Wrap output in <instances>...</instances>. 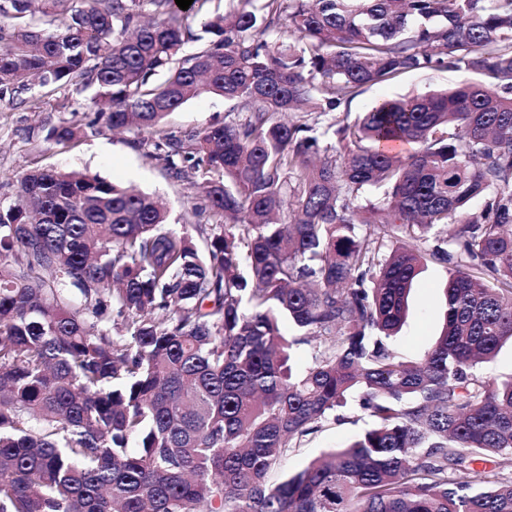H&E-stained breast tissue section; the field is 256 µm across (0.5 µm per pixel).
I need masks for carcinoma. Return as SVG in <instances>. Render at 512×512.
Instances as JSON below:
<instances>
[{
  "label": "carcinoma",
  "instance_id": "carcinoma-1",
  "mask_svg": "<svg viewBox=\"0 0 512 512\" xmlns=\"http://www.w3.org/2000/svg\"><path fill=\"white\" fill-rule=\"evenodd\" d=\"M39 2L0 0V99L68 90L93 118L50 126L63 148L155 130L148 156L220 223L202 253L153 196L22 173L0 202V512H512V376L477 372L512 341V0H228L189 55L175 0ZM443 68L477 79L333 117ZM205 93L224 122L160 130ZM454 257L406 361L414 281ZM355 395L372 427L270 482Z\"/></svg>",
  "mask_w": 512,
  "mask_h": 512
}]
</instances>
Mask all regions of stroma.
Wrapping results in <instances>:
<instances>
[{"instance_id": "35a3bbf8", "label": "stroma", "mask_w": 512, "mask_h": 512, "mask_svg": "<svg viewBox=\"0 0 512 512\" xmlns=\"http://www.w3.org/2000/svg\"><path fill=\"white\" fill-rule=\"evenodd\" d=\"M465 72L452 69L410 73L398 79L365 88L347 107L349 116L368 111L373 102L384 97L414 95L465 81ZM55 98H47L34 111L0 101V200L9 202L16 194L18 176L33 165L59 170L90 171L113 182L159 196L170 211L174 227H187L198 246H205L214 222L209 213H196L201 199L199 186L174 178L164 166L146 155L145 143L154 138L151 130L115 133L100 129L73 147L61 148L49 143L34 151L27 140L30 129L61 120ZM223 97L203 94L169 114L162 128L168 133L197 130L223 122ZM448 264L426 262L414 283L408 318L394 349L411 359L429 347L439 335L445 311L443 288L448 278ZM371 425L370 418L357 404H350L330 416L318 432L304 438L284 461L281 470L288 473L302 467L322 452L347 445Z\"/></svg>"}]
</instances>
